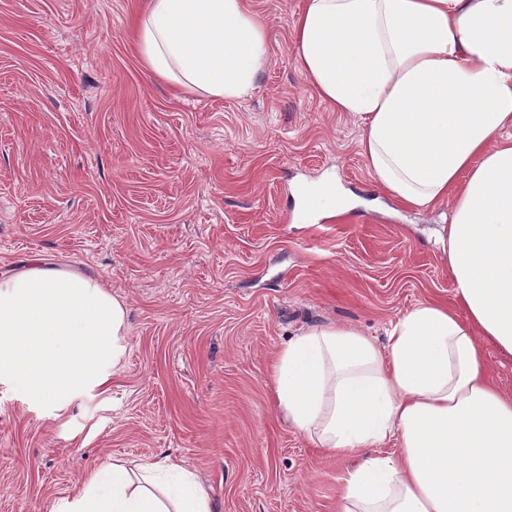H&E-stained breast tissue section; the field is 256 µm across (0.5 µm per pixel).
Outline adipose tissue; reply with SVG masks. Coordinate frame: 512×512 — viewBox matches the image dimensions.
Wrapping results in <instances>:
<instances>
[{"instance_id":"ef3b65f1","label":"adipose tissue","mask_w":512,"mask_h":512,"mask_svg":"<svg viewBox=\"0 0 512 512\" xmlns=\"http://www.w3.org/2000/svg\"><path fill=\"white\" fill-rule=\"evenodd\" d=\"M145 67L224 99L256 87L263 25L244 0H147ZM294 49L319 97L361 125L376 189L407 207L451 200L437 235L454 305L415 306L384 343L352 325L301 329L273 365L279 409L350 458L338 512H512V0H305ZM128 303L101 280L32 257L0 278V378L34 405L106 383L127 351ZM397 441V452L383 445ZM54 512H212L171 457H112ZM487 362L492 367L503 387L512 390V359L501 356L495 349L487 350Z\"/></svg>"}]
</instances>
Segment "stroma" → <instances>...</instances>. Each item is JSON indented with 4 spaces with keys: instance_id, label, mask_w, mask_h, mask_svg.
I'll use <instances>...</instances> for the list:
<instances>
[{
    "instance_id": "35a3bbf8",
    "label": "stroma",
    "mask_w": 512,
    "mask_h": 512,
    "mask_svg": "<svg viewBox=\"0 0 512 512\" xmlns=\"http://www.w3.org/2000/svg\"><path fill=\"white\" fill-rule=\"evenodd\" d=\"M267 62L242 99L187 94L142 65L144 0H0V274L35 256L104 279L129 307L127 354L99 388L30 406L0 380V512H50L105 457L171 456L212 512H336L349 461L279 413L276 351L302 327L383 337L452 303L434 231L374 189L359 122L296 58L304 0H246ZM355 207L298 224L295 190Z\"/></svg>"
}]
</instances>
